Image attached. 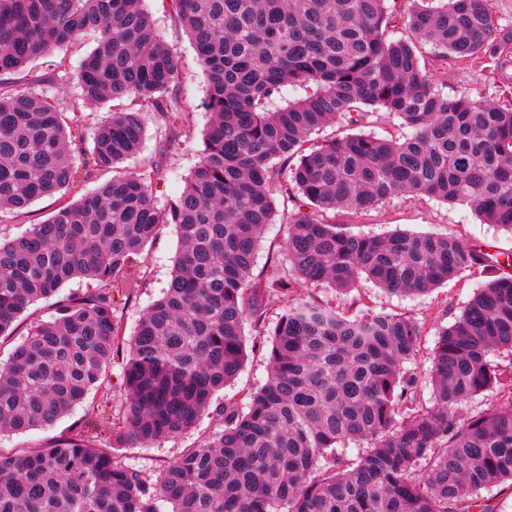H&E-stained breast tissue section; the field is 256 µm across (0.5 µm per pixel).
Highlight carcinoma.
Listing matches in <instances>:
<instances>
[{
  "label": "carcinoma",
  "instance_id": "cac0c4a2",
  "mask_svg": "<svg viewBox=\"0 0 512 512\" xmlns=\"http://www.w3.org/2000/svg\"><path fill=\"white\" fill-rule=\"evenodd\" d=\"M171 2L206 79L204 150L167 209L153 199L152 165L0 239V344L29 305L74 278L91 283L58 298L0 363V431L51 426L92 391L108 398L118 359L129 400L115 442L176 438L210 412L220 425L155 478L86 421L42 447L0 451V512H493L482 491L512 489V370L493 357L512 349V254L452 232L365 236L329 220L428 196L512 234V106L450 96L437 79L450 59L503 69L512 39L497 36L489 0ZM87 32L97 43L78 68L83 99L140 105L112 113L89 150L47 97L12 88L32 61ZM177 72L141 0H0V215L134 157L147 111L181 128L184 108L169 96ZM309 84V95L275 105L284 88ZM369 108L399 117L404 135L308 145ZM277 193L298 212L282 245L288 267L268 278L255 258ZM166 224L179 254L126 340L115 298L139 287L138 260ZM471 270L486 280L437 334L427 399L407 367L422 343L411 317L306 295L267 320L272 299L299 284L348 295L364 278L419 296ZM248 320L271 337L267 377L247 407L215 405L242 369ZM484 394L480 411L455 415Z\"/></svg>",
  "mask_w": 512,
  "mask_h": 512
}]
</instances>
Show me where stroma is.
Here are the masks:
<instances>
[{"mask_svg": "<svg viewBox=\"0 0 512 512\" xmlns=\"http://www.w3.org/2000/svg\"><path fill=\"white\" fill-rule=\"evenodd\" d=\"M158 31L176 53L179 74L175 81L176 97L185 108V120L178 133H171L158 113H144L146 135L137 158L121 163L124 171H141L158 165L164 177L153 184L152 193L159 207H168L185 186V182L204 149V133L211 114L204 106L206 83L198 64L189 36L174 15L169 0H144ZM94 34L81 35L67 48L57 49L41 57L13 78V87L23 92L46 94L67 119L82 126L85 134H92L95 127L106 120L111 103L89 104L83 101L76 79V68L82 58L95 47ZM67 58L69 66L64 70H52L53 61ZM512 75V64L502 73L487 76L478 66L449 65L439 80L448 95L467 94L485 101L500 100L499 85L502 78ZM381 135L400 136L403 132L400 120L385 112H368L360 116L358 125L339 123L319 132V139L342 136L352 129ZM81 190L63 192L61 197H45L27 208L0 216V237L7 239L24 233L30 225L48 220L59 202H77ZM295 211L293 202L278 201L274 224L265 231L256 259V272L272 275L275 266L285 265L286 256L281 245L288 233V221ZM336 223L347 225L355 233L385 235L396 230L411 233L454 232L464 242L485 250L512 252V234L492 224L482 223L473 210L452 206L428 197H397L382 204L367 215L355 217L346 212H336ZM179 241L174 225H165L155 240L148 243L141 257L142 286L135 295L120 299L116 315L124 335H132L146 308L157 300L169 279ZM481 282L479 273L467 271L458 278L442 285L430 294L420 297L390 295L372 285L365 284L355 290L357 310L361 313L381 311L416 318L423 327L422 345L417 361L428 367L429 356L436 335L443 326L451 324L461 314ZM245 359L243 367L231 384L226 387L227 396L239 403H247L250 394L266 378L267 349L261 344L252 324L244 326ZM112 386L108 403H101L93 395L72 416L49 428H37L21 434L0 435V450L12 451L35 448L52 437L67 431L72 421L97 420L102 416H121L126 408L128 393L123 382L120 364H113L108 371ZM217 426L211 415H204L190 430L179 437L166 439L148 447L133 446L120 449L121 458L138 464L148 474L158 475L162 468L173 461L186 448L195 446Z\"/></svg>", "mask_w": 512, "mask_h": 512, "instance_id": "stroma-1", "label": "stroma"}]
</instances>
